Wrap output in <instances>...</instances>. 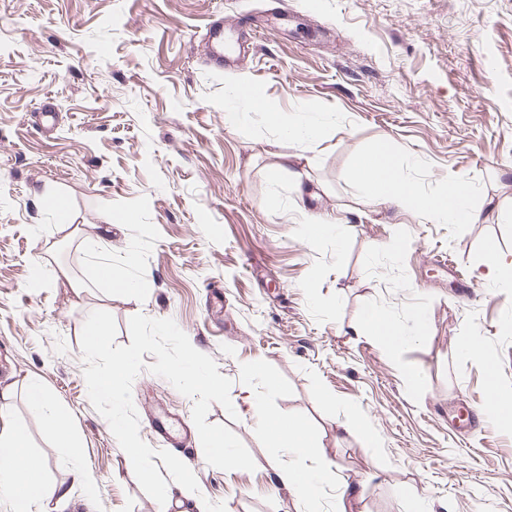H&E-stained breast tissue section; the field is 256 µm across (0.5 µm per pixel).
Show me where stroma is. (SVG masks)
Returning <instances> with one entry per match:
<instances>
[{
  "mask_svg": "<svg viewBox=\"0 0 512 512\" xmlns=\"http://www.w3.org/2000/svg\"><path fill=\"white\" fill-rule=\"evenodd\" d=\"M209 18L231 51L254 23L240 64H213ZM232 74L276 111L326 114L319 144L260 112L227 128ZM47 102L49 135L36 119ZM385 143L425 194L464 183L475 222L363 205L347 171ZM283 161L289 177L270 184ZM44 194L67 199L71 229ZM332 213L347 219L340 238L309 241L302 217ZM492 247L512 261V0H0V390L13 389L47 486L70 489L36 512H162L88 398L80 339L95 310L125 346L132 316L173 319L232 382L237 420L214 403L206 421L232 430L256 468L224 471L195 448L199 490L177 493L176 512H337L341 481L361 493L353 512H512V423L451 420L488 410L490 380L512 387V288L486 276ZM440 254L476 281L472 297L435 267ZM105 262L146 288L109 287ZM371 306L413 338L392 351L355 335ZM471 338L482 355L464 350ZM252 365L274 392L242 379ZM31 378L69 414L94 499L30 411ZM132 398L152 448L153 420L192 422L193 399L149 370ZM266 415L308 421L309 464L324 473L315 499L279 484L289 456ZM354 421L376 444L342 433Z\"/></svg>",
  "mask_w": 512,
  "mask_h": 512,
  "instance_id": "stroma-1",
  "label": "stroma"
}]
</instances>
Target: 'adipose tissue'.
<instances>
[{
    "label": "adipose tissue",
    "mask_w": 512,
    "mask_h": 512,
    "mask_svg": "<svg viewBox=\"0 0 512 512\" xmlns=\"http://www.w3.org/2000/svg\"><path fill=\"white\" fill-rule=\"evenodd\" d=\"M251 106L263 111L268 122L283 134L308 143L318 142L322 137L323 125L317 119L304 120L274 111L259 96L252 98ZM348 178L361 189L363 202L368 206L400 203L411 212L438 224H466L475 219L470 198L462 187L456 186L434 196L422 193L413 181L402 176L395 155L386 145L356 157ZM354 332L391 349L398 348L408 339L397 321L374 307L366 311ZM27 396L31 409L50 426L56 447L73 450L76 441L69 429L67 414L54 404L37 380L28 381ZM265 427L290 456L288 465L277 472L279 481L297 496H306L320 483L321 475L302 463L303 457L312 452L305 425L294 418L269 417L265 420ZM0 447L9 449L13 460L9 466L0 463V495L8 499L11 512H31L45 491L42 464L28 451L25 428L2 404Z\"/></svg>",
    "instance_id": "obj_1"
}]
</instances>
